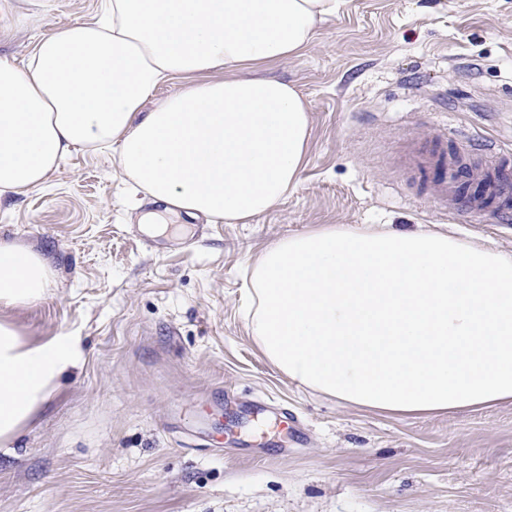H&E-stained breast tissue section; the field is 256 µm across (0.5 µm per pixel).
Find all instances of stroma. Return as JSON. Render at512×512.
Segmentation results:
<instances>
[{"mask_svg": "<svg viewBox=\"0 0 512 512\" xmlns=\"http://www.w3.org/2000/svg\"><path fill=\"white\" fill-rule=\"evenodd\" d=\"M103 0H0V58L93 21ZM310 105L295 190L247 224L149 235L112 150L75 151L0 202V239L55 279L7 310L29 338L78 332L82 364L16 448L0 512H512V405L391 416L298 386L258 350L249 266L333 224L439 231L512 254V200L463 223L414 156L512 154V0H344L298 57L267 67Z\"/></svg>", "mask_w": 512, "mask_h": 512, "instance_id": "1", "label": "stroma"}]
</instances>
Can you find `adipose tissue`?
Segmentation results:
<instances>
[{
    "mask_svg": "<svg viewBox=\"0 0 512 512\" xmlns=\"http://www.w3.org/2000/svg\"><path fill=\"white\" fill-rule=\"evenodd\" d=\"M343 0H108L0 58V201L44 186L71 151L116 148L122 176L167 217L243 222L300 180L308 105L244 69L297 57ZM182 88L144 104L158 85ZM43 253L0 241V310L44 301ZM250 334L289 379L373 410L448 413L512 402V255L433 232L326 226L279 239L251 270ZM84 357L0 319V447L18 444Z\"/></svg>",
    "mask_w": 512,
    "mask_h": 512,
    "instance_id": "ef3b65f1",
    "label": "adipose tissue"
}]
</instances>
